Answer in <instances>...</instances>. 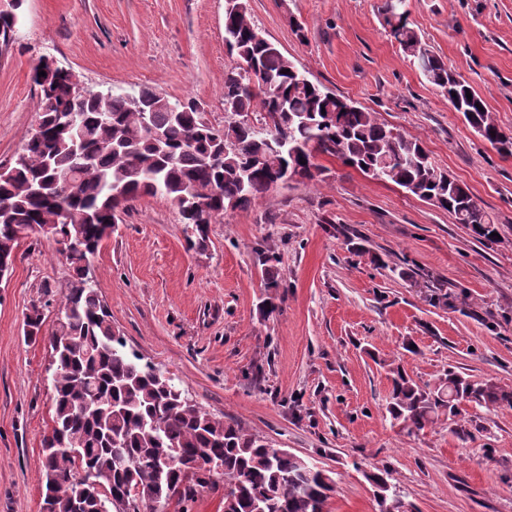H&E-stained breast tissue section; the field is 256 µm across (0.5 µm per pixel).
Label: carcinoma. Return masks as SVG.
<instances>
[{
    "instance_id": "1",
    "label": "carcinoma",
    "mask_w": 512,
    "mask_h": 512,
    "mask_svg": "<svg viewBox=\"0 0 512 512\" xmlns=\"http://www.w3.org/2000/svg\"><path fill=\"white\" fill-rule=\"evenodd\" d=\"M404 0H384L388 34L418 61L425 79L487 142L512 155V136L495 123L485 99L422 46ZM18 14L0 11V54L7 51ZM224 45L235 64L224 71V127L210 125L192 98L171 99L144 87L151 127L127 94L76 92L66 78L32 74L40 90L38 125L9 167L0 165V266H13L28 224L51 226L53 240L75 245L66 260L71 279L54 328L44 333L40 307L25 317V335H48L53 417L43 440L42 512H150L168 499L188 512L204 489L224 488V512H326L336 479L304 458L277 449L263 435L216 417L154 364L127 351L112 315L89 277V262L126 211L143 197H162L202 249L207 225L228 211L247 209L273 186L280 157L268 134L238 121L274 128L285 140L291 177L317 180V159H337L366 177L392 183L448 210L475 239L493 241V217L469 188L439 169L423 144L381 122L349 99L310 81L260 33L248 0L224 10ZM288 73H282V70ZM472 99H467L466 93ZM221 156L212 163L211 157ZM305 163H300V159ZM267 287H279L278 257L263 251ZM387 407L393 423L412 435L455 417L464 403L512 407V387L472 380L450 370L432 387L390 369ZM76 448V456L58 453ZM367 479L377 489L380 512H408L390 492L382 472Z\"/></svg>"
}]
</instances>
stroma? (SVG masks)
<instances>
[{
	"mask_svg": "<svg viewBox=\"0 0 512 512\" xmlns=\"http://www.w3.org/2000/svg\"><path fill=\"white\" fill-rule=\"evenodd\" d=\"M383 0H250L264 36L308 78L401 133L495 219L479 243L448 211L320 158L208 226L189 247L177 210L144 197L121 213L90 275L128 348L172 373L204 410L333 473L327 512H380L367 475L389 472L410 512H512V408L461 406L415 435L386 411L391 366L419 385L454 370L512 387V155L449 104L388 35ZM224 0H23L0 56V163L36 125L42 58L98 91L192 97L224 123ZM409 21L512 135V0H407ZM303 35H296V27ZM366 251L350 252L347 234ZM280 259L266 285L255 251ZM71 269L52 238L21 241L0 283V512H41L53 406L49 344ZM276 309L261 315L265 299Z\"/></svg>",
	"mask_w": 512,
	"mask_h": 512,
	"instance_id": "35a3bbf8",
	"label": "stroma"
}]
</instances>
